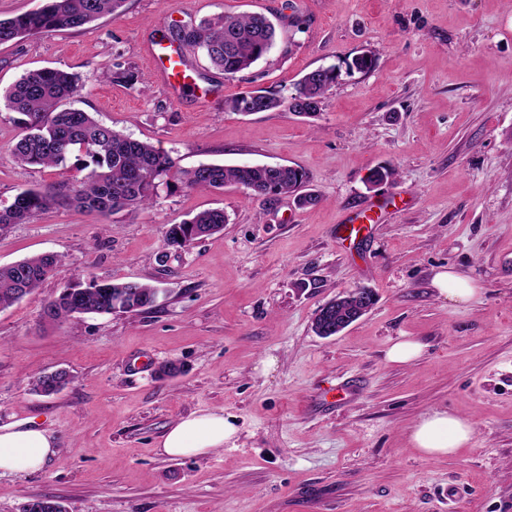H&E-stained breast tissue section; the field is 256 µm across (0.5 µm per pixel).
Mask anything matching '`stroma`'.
Returning <instances> with one entry per match:
<instances>
[{"label": "stroma", "instance_id": "35a3bbf8", "mask_svg": "<svg viewBox=\"0 0 512 512\" xmlns=\"http://www.w3.org/2000/svg\"><path fill=\"white\" fill-rule=\"evenodd\" d=\"M261 13L271 51L224 75L201 49L182 51L207 95L175 96L150 63L153 40L224 14ZM372 55L361 72L352 61ZM135 71L134 86L104 69ZM80 75L68 105L169 155L178 168L289 165L316 204L242 188L193 190L168 178L152 206L103 217L60 206L0 233V265L55 253L63 273L0 308V422L33 420L61 454L37 473L0 478V512L29 497L68 512H512V0H125L79 29L0 44V93L25 72ZM331 68L322 109L239 114L253 89L289 97ZM0 104V207L16 194L82 176L20 167L21 137ZM395 169L375 187L371 169ZM223 209L221 232L182 249L170 225ZM368 213L358 236L337 226ZM454 269L479 288L467 305L439 296ZM139 281L155 307L57 323L45 302L74 281ZM356 288L371 310L318 336L317 311ZM422 344L387 359L400 337ZM272 359L269 371L260 363ZM175 363L167 377L160 368ZM67 370L59 393L30 379ZM448 409L471 441L430 458L408 432ZM220 410L235 442L202 457L157 445L179 418ZM422 345L412 340H398L388 350V359L391 362L406 364L420 356Z\"/></svg>", "mask_w": 512, "mask_h": 512}]
</instances>
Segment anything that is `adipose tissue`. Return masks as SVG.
Wrapping results in <instances>:
<instances>
[{
	"label": "adipose tissue",
	"mask_w": 512,
	"mask_h": 512,
	"mask_svg": "<svg viewBox=\"0 0 512 512\" xmlns=\"http://www.w3.org/2000/svg\"><path fill=\"white\" fill-rule=\"evenodd\" d=\"M236 425L222 411L193 413L180 418L161 442L163 455L198 457L234 441ZM473 434L468 419L445 412L422 416L414 425L410 440L420 453L437 457L449 455L467 444ZM60 449L46 429L17 421L0 425V476L29 475L40 471Z\"/></svg>",
	"instance_id": "adipose-tissue-1"
}]
</instances>
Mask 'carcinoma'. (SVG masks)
Instances as JSON below:
<instances>
[{
    "instance_id": "1",
    "label": "carcinoma",
    "mask_w": 512,
    "mask_h": 512,
    "mask_svg": "<svg viewBox=\"0 0 512 512\" xmlns=\"http://www.w3.org/2000/svg\"><path fill=\"white\" fill-rule=\"evenodd\" d=\"M124 0H47L32 12L0 20V43L61 29H77L116 12ZM276 29L261 14H224L205 20L191 44L201 48L210 63L235 75L249 69L273 47ZM336 80L334 70L318 68L306 73L296 86L299 97L322 102ZM79 77L57 68H41L22 75L4 96L5 107L18 114L23 136L11 147L10 159L19 166L59 167L76 150L85 154L84 177L77 182L60 181L45 189H26L13 202L0 208V232L14 224H25L42 211L60 204L97 212L108 217L121 211H134L151 205L164 177L175 173L191 189H222L238 185L251 194L295 196L301 206L317 197L303 193L307 175L291 166H224L202 164L181 170L168 155L148 142L132 139L96 120L90 113L63 108L61 102L80 94ZM276 93L258 89L231 99L233 112H269L282 107ZM221 209L203 210L182 224L172 225L165 236L168 247L184 248L195 240L224 229ZM64 259L53 253L34 255L0 266V308L8 307L34 293L49 277L61 274ZM159 290L149 284L70 282L48 300L43 314L54 322H65L83 315L112 313L117 300L123 313L138 314L155 306ZM352 301L331 300L319 313H328L323 327L336 335L352 319ZM62 500L51 496L31 497L20 512H56Z\"/></svg>"
}]
</instances>
